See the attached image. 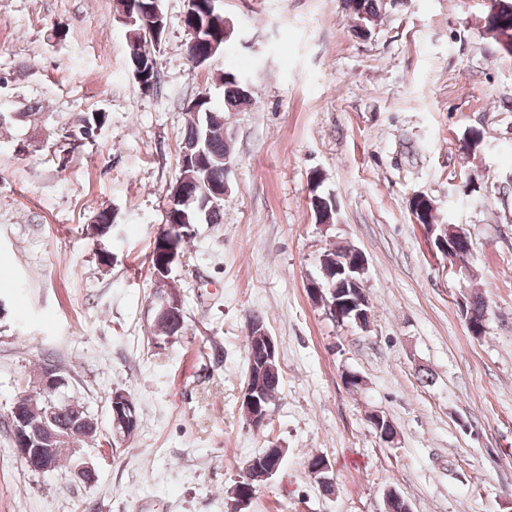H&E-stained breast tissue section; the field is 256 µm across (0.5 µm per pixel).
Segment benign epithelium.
I'll return each instance as SVG.
<instances>
[{"mask_svg": "<svg viewBox=\"0 0 512 512\" xmlns=\"http://www.w3.org/2000/svg\"><path fill=\"white\" fill-rule=\"evenodd\" d=\"M196 201V197L184 190L181 181H176L171 187L170 205L188 207ZM421 228L427 236L431 250L441 255L445 262H450L448 255V239L440 237L432 239L435 225L423 224ZM182 234L181 225L168 224L158 239L172 244L168 249L169 260L174 263L178 255L173 248L178 235ZM368 261L359 249H354V257L345 264L336 266V273L348 283L355 286L356 294L352 299H342L335 294V300L328 304V310L341 322L344 318L355 314L356 323H361L363 316L369 314V297L364 288V276L367 273ZM156 317H166L180 309L167 290L161 289L155 297ZM250 327L254 331L255 340L249 346L247 357L250 365L258 369V373L250 377L241 395V412L245 419L256 429H261L268 423L269 405L266 401L265 376L276 372L275 356L277 344L268 333L261 320L253 318ZM68 380L61 369L48 365L33 377L22 382V390L16 398L9 415L11 440L18 457L29 470L39 473L55 471L57 450L67 446L69 441L65 430L56 422L52 404L45 400L49 390L58 391L60 401L70 410L74 426L80 428L87 436L97 435L98 420L88 410L85 403L66 392ZM135 410L131 395L124 390L112 392L109 404L110 425L114 437L118 440L134 433L136 418L130 415ZM71 459L69 473L72 479L90 483L96 477L95 465L88 461L82 453V448L75 446L69 449ZM285 448L272 444L260 454L245 462L240 469L236 483L235 500L230 502V512H244L254 493V480L266 481L274 476L282 464Z\"/></svg>", "mask_w": 512, "mask_h": 512, "instance_id": "obj_1", "label": "benign epithelium"}]
</instances>
